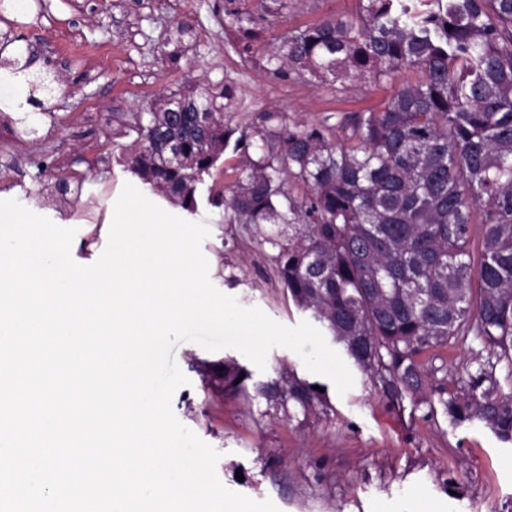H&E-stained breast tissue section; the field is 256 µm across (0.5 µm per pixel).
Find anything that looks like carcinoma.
Listing matches in <instances>:
<instances>
[{"label": "carcinoma", "mask_w": 512, "mask_h": 512, "mask_svg": "<svg viewBox=\"0 0 512 512\" xmlns=\"http://www.w3.org/2000/svg\"><path fill=\"white\" fill-rule=\"evenodd\" d=\"M256 16L229 10L224 26ZM266 63L281 81L310 76L338 94L364 81L385 97L352 115L342 142L272 112L234 128L227 89L160 97L127 124L128 170L193 214L234 142L246 163L208 202L252 227L297 309L398 400L422 392V353L478 338L487 358L436 392L451 418L511 440L496 370L512 380V0H357L284 29ZM218 375L249 396L244 367L226 361ZM257 393L285 412L321 403L295 376Z\"/></svg>", "instance_id": "1"}]
</instances>
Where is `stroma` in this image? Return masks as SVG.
<instances>
[{"label": "stroma", "mask_w": 512, "mask_h": 512, "mask_svg": "<svg viewBox=\"0 0 512 512\" xmlns=\"http://www.w3.org/2000/svg\"><path fill=\"white\" fill-rule=\"evenodd\" d=\"M227 0H31L28 14L0 11V36L34 49L40 74L52 78L49 113L35 133L0 117V191L20 199L51 195L52 210L105 247L99 228L124 184L134 138L125 116L173 93L229 88L230 125L259 122L267 112L283 121L344 126L350 113L383 97L368 84L349 96L309 79L281 82L264 68L276 36L354 10L355 0H292L287 17L271 13L249 36L225 27ZM250 43V55L239 47ZM82 178L81 191L56 192L53 174L38 176L36 161ZM194 221L207 223L202 252L212 283L241 305L256 306L293 326L303 319L275 277L267 251L242 225L199 199ZM482 346L478 340L432 349L420 357L425 391L455 375ZM174 359L189 383L174 394L176 417L220 452L217 473L230 490L271 499L280 512H404L411 497L430 512H512V441L480 419H451L440 402L414 397L392 405L384 384L354 371L338 395L326 378L308 372L293 351L276 347L256 384L290 369L323 387L315 413L283 417L261 396L224 390L211 365L238 358L185 342Z\"/></svg>", "instance_id": "1"}]
</instances>
